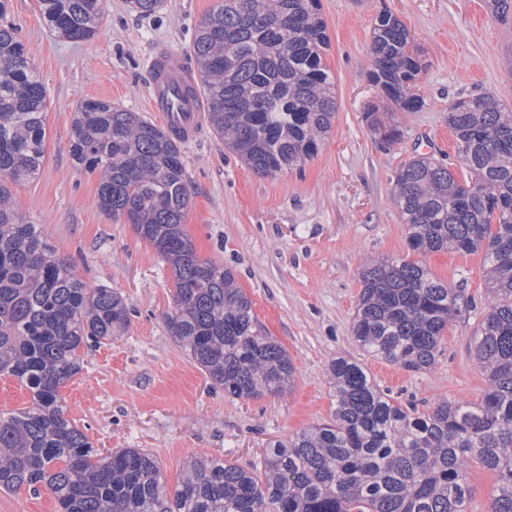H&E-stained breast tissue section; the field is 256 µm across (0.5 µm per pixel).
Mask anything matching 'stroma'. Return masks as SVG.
Here are the masks:
<instances>
[{"label": "stroma", "mask_w": 512, "mask_h": 512, "mask_svg": "<svg viewBox=\"0 0 512 512\" xmlns=\"http://www.w3.org/2000/svg\"><path fill=\"white\" fill-rule=\"evenodd\" d=\"M214 3L167 0L144 16L127 0H104L97 34L79 43L57 37L36 0H7L0 16L18 28L49 100L44 168L38 179L14 187L15 209L42 224L89 287L121 293L131 311L123 336L84 349L82 371L61 390L65 406L97 447L156 456L171 486L191 455L246 465L270 442L328 421L335 406L328 365L339 356L360 359L382 390L421 412L442 400H477L488 386L471 350L488 304L481 254L419 258L466 301L431 368L405 371L362 353L352 336L361 269L410 253L394 201L397 169L418 153L456 164L448 107L458 97L490 91L512 109V26L500 24L484 0H320L338 109L317 155L300 168L257 176L208 128L181 146L193 190L185 228L201 257L234 272L286 350L296 368L292 389L230 399L169 336L171 269L132 225L98 208L97 174L79 170L70 153L71 122L87 98L159 122L149 102L146 55L156 43L190 52ZM385 9L406 24L419 49L415 91L425 105L417 112L400 110L371 81L372 29ZM372 107L397 127L394 143L365 123Z\"/></svg>", "instance_id": "stroma-1"}]
</instances>
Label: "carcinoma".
<instances>
[{"label": "carcinoma", "mask_w": 512, "mask_h": 512, "mask_svg": "<svg viewBox=\"0 0 512 512\" xmlns=\"http://www.w3.org/2000/svg\"><path fill=\"white\" fill-rule=\"evenodd\" d=\"M141 15L166 0H128ZM103 0H37L57 36L97 34ZM512 24V0H486ZM320 0H216L192 55L208 121L254 174L273 177L312 159L337 111L324 62ZM372 82L415 112L422 70L414 39L391 12L375 20ZM49 101L26 44L0 24V376L19 381L30 406L0 412V490L44 488L59 512H469V470L496 476L488 512H512V111L495 95L460 97L448 127L467 177L424 154L396 172L395 202L417 254H483L489 307L472 352L488 380L475 401H440L419 414L385 393L359 360L328 371L330 421L276 441L247 467L221 457L186 460L169 488L141 448L104 451L71 419L61 389L83 368L82 347L107 344L130 324L125 298L90 288L11 205L12 187L45 162ZM76 165L100 175L97 205L133 225L170 266L167 331L235 400L292 388L295 367L256 316L233 271L201 257L183 221L192 191L180 142L112 101L83 100L71 124ZM352 335L368 355L407 371L431 368L459 296L419 262L386 259L360 272Z\"/></svg>", "instance_id": "1"}]
</instances>
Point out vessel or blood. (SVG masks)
Returning <instances> with one entry per match:
<instances>
[{"label":"vessel or blood","mask_w":512,"mask_h":512,"mask_svg":"<svg viewBox=\"0 0 512 512\" xmlns=\"http://www.w3.org/2000/svg\"><path fill=\"white\" fill-rule=\"evenodd\" d=\"M151 108L178 138L192 141L203 130L206 102L196 72L186 55L165 44L152 47L147 57Z\"/></svg>","instance_id":"vessel-or-blood-1"}]
</instances>
